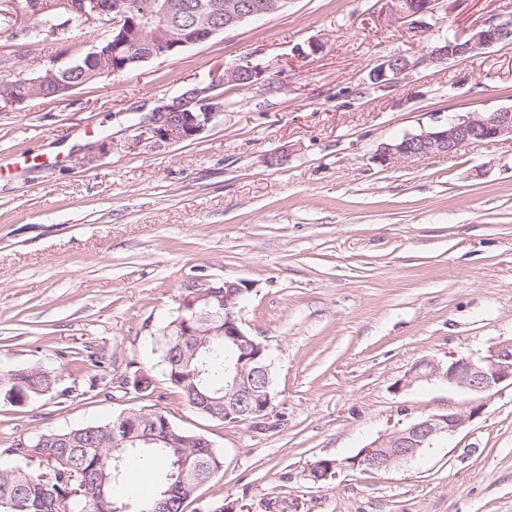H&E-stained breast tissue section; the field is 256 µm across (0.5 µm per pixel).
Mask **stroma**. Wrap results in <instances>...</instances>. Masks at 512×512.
Returning a JSON list of instances; mask_svg holds the SVG:
<instances>
[{"label": "stroma", "instance_id": "1", "mask_svg": "<svg viewBox=\"0 0 512 512\" xmlns=\"http://www.w3.org/2000/svg\"><path fill=\"white\" fill-rule=\"evenodd\" d=\"M510 12L512 0H442L417 30L384 0H291L57 99L0 104V369L59 376L42 400L0 399V451L158 408L223 454L184 512H512V385L404 383L426 360L512 355V142L375 160L452 113L512 106V46L420 61ZM100 37L61 0L35 17L0 0V81L76 64ZM311 42L317 53L297 54ZM395 53L419 65L378 87ZM242 61L267 66L264 82L221 87L224 113L198 139L130 146L131 125ZM106 135L112 151L83 166ZM193 277L254 283L241 317L275 363L264 419L204 417L166 381L156 332ZM139 375L151 390L128 386ZM448 408L473 418L415 460L309 479L314 462Z\"/></svg>", "mask_w": 512, "mask_h": 512}]
</instances>
